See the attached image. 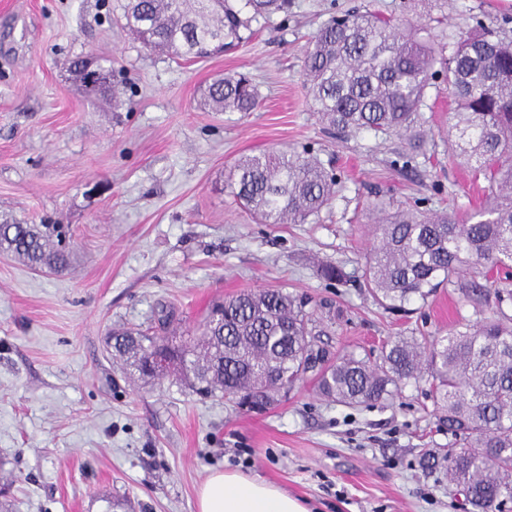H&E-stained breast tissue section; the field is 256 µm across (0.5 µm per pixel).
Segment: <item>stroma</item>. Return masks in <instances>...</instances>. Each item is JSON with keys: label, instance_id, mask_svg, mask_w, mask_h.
<instances>
[{"label": "stroma", "instance_id": "obj_1", "mask_svg": "<svg viewBox=\"0 0 512 512\" xmlns=\"http://www.w3.org/2000/svg\"><path fill=\"white\" fill-rule=\"evenodd\" d=\"M124 0H0V220L69 226L71 270L0 254V467L14 512H195L216 470L279 485L312 512H472L426 452L448 445L428 384L344 406L307 381L258 415L191 389L131 381L112 329L155 325L158 306L198 327L209 306L260 288L331 303L329 344L377 359L397 336L443 334L492 316L437 290L401 309L379 304L363 270L376 196L465 212L483 196L451 149L447 85L428 90L424 143L326 129L310 104L308 40L331 17L370 9L441 19L448 37L494 18L512 35V0H290L233 49L196 61L152 52L124 28ZM112 63L114 93L91 98L65 67ZM248 74L262 102L213 112V78ZM272 149L318 157L339 183L307 224H258L224 189L239 158ZM333 264L344 281L321 278Z\"/></svg>", "mask_w": 512, "mask_h": 512}]
</instances>
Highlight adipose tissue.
I'll use <instances>...</instances> for the list:
<instances>
[{"mask_svg":"<svg viewBox=\"0 0 512 512\" xmlns=\"http://www.w3.org/2000/svg\"><path fill=\"white\" fill-rule=\"evenodd\" d=\"M196 512H309L273 483L238 471H216L198 491Z\"/></svg>","mask_w":512,"mask_h":512,"instance_id":"ef3b65f1","label":"adipose tissue"}]
</instances>
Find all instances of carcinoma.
Masks as SVG:
<instances>
[{"instance_id": "cac0c4a2", "label": "carcinoma", "mask_w": 512, "mask_h": 512, "mask_svg": "<svg viewBox=\"0 0 512 512\" xmlns=\"http://www.w3.org/2000/svg\"><path fill=\"white\" fill-rule=\"evenodd\" d=\"M125 0L127 27L153 51L184 60L207 58L242 39L257 18L288 11V0ZM311 104L328 129L420 137L427 89L439 77L454 95L457 155L486 183L472 212L382 208L365 277L389 308L426 300L441 286L480 309L495 295L494 317L460 323L446 336H398L371 363L334 357L321 341V302L283 288L241 292L212 306L198 331L158 335L112 332V356L133 379L146 380L149 359L166 370L152 380L185 384L203 398L222 396L242 409L266 410L283 390L312 374L319 392L345 405L393 398L408 383L430 385L448 429L441 454L448 482L477 512H499L512 499V303L508 286L489 291L479 279L512 277V36L482 22L453 43L428 24L369 10L325 23L304 58ZM260 95L243 74L219 76L203 104L216 112L255 111ZM336 177L309 153L265 151L240 158L226 187L260 224H307L336 194ZM0 251L63 274L72 253L52 224L0 221Z\"/></svg>"}]
</instances>
